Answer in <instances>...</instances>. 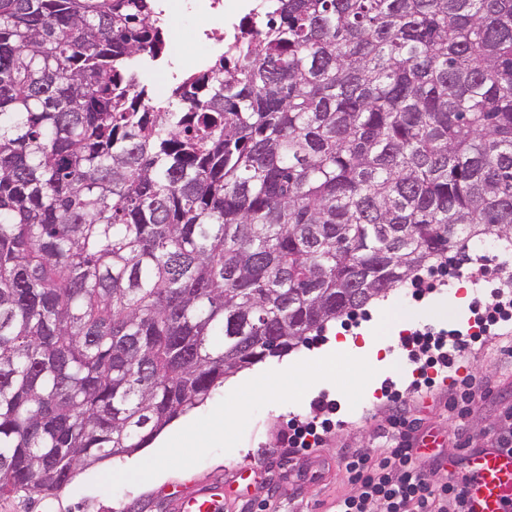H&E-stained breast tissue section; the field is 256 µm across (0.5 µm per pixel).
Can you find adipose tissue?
Instances as JSON below:
<instances>
[{
    "label": "adipose tissue",
    "mask_w": 512,
    "mask_h": 512,
    "mask_svg": "<svg viewBox=\"0 0 512 512\" xmlns=\"http://www.w3.org/2000/svg\"><path fill=\"white\" fill-rule=\"evenodd\" d=\"M400 325H391L387 334L376 333L375 325L369 324L358 332H335L330 336L323 358L342 356L366 363L373 372L374 382H381L393 369V360L398 353Z\"/></svg>",
    "instance_id": "obj_1"
}]
</instances>
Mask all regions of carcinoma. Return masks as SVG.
<instances>
[{
    "label": "carcinoma",
    "mask_w": 512,
    "mask_h": 512,
    "mask_svg": "<svg viewBox=\"0 0 512 512\" xmlns=\"http://www.w3.org/2000/svg\"><path fill=\"white\" fill-rule=\"evenodd\" d=\"M154 0H0V500L512 241V0H268L150 106Z\"/></svg>",
    "instance_id": "cac0c4a2"
}]
</instances>
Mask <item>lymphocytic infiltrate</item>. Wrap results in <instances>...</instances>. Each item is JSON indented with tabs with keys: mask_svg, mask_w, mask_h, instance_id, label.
Here are the masks:
<instances>
[{
	"mask_svg": "<svg viewBox=\"0 0 512 512\" xmlns=\"http://www.w3.org/2000/svg\"><path fill=\"white\" fill-rule=\"evenodd\" d=\"M470 339L446 342L444 333H416L408 341L413 361L449 367L452 353L466 352ZM419 426L407 405L396 406L384 427L380 454L351 451L346 470L356 490L336 504V512H470L465 484L426 469L416 446Z\"/></svg>",
	"mask_w": 512,
	"mask_h": 512,
	"instance_id": "1",
	"label": "lymphocytic infiltrate"
}]
</instances>
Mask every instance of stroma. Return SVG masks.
<instances>
[{"label":"stroma","instance_id":"obj_1","mask_svg":"<svg viewBox=\"0 0 512 512\" xmlns=\"http://www.w3.org/2000/svg\"><path fill=\"white\" fill-rule=\"evenodd\" d=\"M457 251L468 256L472 266L512 271V245L507 241L491 237L465 241ZM460 284L471 287L475 281L446 278L420 299L407 286L394 291L385 314L376 315L368 307L356 316L339 318L337 324L350 332L375 320L384 324L400 316L413 333L427 329L471 333L477 329L475 312L460 319L454 312L430 307ZM326 340V333L314 332L292 348L299 370L296 380L288 379L280 358L270 357L259 369L241 371L238 384L216 390L197 409L195 428L173 444L165 461L170 470L165 482L154 484L148 475H129L121 459H111L79 470L59 497L35 506L19 498L0 501V512H169L168 492H190L209 480L228 477L234 463L250 464L253 471L239 492L220 499L219 512H335L337 500L353 490L344 454L355 449L381 451L380 427L394 400L410 405L413 414L422 418L424 429L441 438L438 447L425 455V463L434 465L454 457L461 477L467 475L474 454L485 448L486 429L512 409V321L499 323L496 336L474 343L470 352L455 357L447 373L452 377L473 374L490 392L468 419L466 444L452 438L459 421L448 410L451 389L443 381L447 375L436 373L424 380L405 346L401 349L404 364L371 394L368 367L314 358V350ZM340 395L346 396L347 408H339L336 398ZM227 410L233 413L228 420L223 417ZM301 422L315 423L319 438L306 452L287 446L290 426Z\"/></svg>","mask_w":512,"mask_h":512}]
</instances>
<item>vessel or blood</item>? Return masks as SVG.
<instances>
[{
    "label": "vessel or blood",
    "instance_id": "b4317fda",
    "mask_svg": "<svg viewBox=\"0 0 512 512\" xmlns=\"http://www.w3.org/2000/svg\"><path fill=\"white\" fill-rule=\"evenodd\" d=\"M471 512H512V454L488 450L477 459L467 481ZM219 486L182 496L177 512H216Z\"/></svg>",
    "mask_w": 512,
    "mask_h": 512
}]
</instances>
